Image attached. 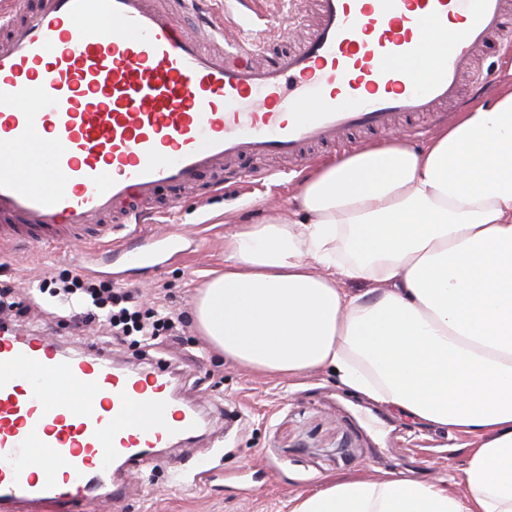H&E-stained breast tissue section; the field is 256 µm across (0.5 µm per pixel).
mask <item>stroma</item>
Here are the masks:
<instances>
[{"mask_svg":"<svg viewBox=\"0 0 512 512\" xmlns=\"http://www.w3.org/2000/svg\"><path fill=\"white\" fill-rule=\"evenodd\" d=\"M265 167L258 175L245 164L218 194L208 193L204 181L161 190L146 206L154 218L140 233L176 234L178 252L162 254L152 270L116 258L98 274L105 287L138 289L145 305L156 302L178 314L182 336L175 344L114 340L54 296L52 281L78 274L84 242L63 252L0 244V289H10L17 301L4 319L9 328L48 336L70 352H105L119 366L170 363L174 386L203 416L196 437L162 449L157 464L116 472L125 497L91 503L87 512H289L296 494L318 490L327 478L375 479L385 471L458 476L465 435L413 425L325 372L286 381L240 368L199 336L194 298L209 272L224 267L225 235L238 224L288 214L301 167L277 160Z\"/></svg>","mask_w":512,"mask_h":512,"instance_id":"1","label":"stroma"}]
</instances>
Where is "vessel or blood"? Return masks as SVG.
I'll list each match as a JSON object with an SVG mask.
<instances>
[{
  "label": "vessel or blood",
  "mask_w": 512,
  "mask_h": 512,
  "mask_svg": "<svg viewBox=\"0 0 512 512\" xmlns=\"http://www.w3.org/2000/svg\"><path fill=\"white\" fill-rule=\"evenodd\" d=\"M199 2L181 0L169 13L160 0H15L23 25L0 41L1 242L62 250L81 229L103 240L140 224L159 188L192 186L245 161H302L309 147L338 145L349 131L434 116L461 101L460 79L487 41L512 47L504 0H317L318 20L295 49L265 59L239 41L216 55L201 41L223 40L224 21L198 15ZM193 17L197 38L186 31ZM452 18L462 28L448 50ZM88 23L96 34L77 37ZM430 47L443 59L419 90L415 63ZM312 99L318 106L306 111ZM121 255L156 265L151 239ZM18 362L33 374L10 373ZM46 372L99 390V411L57 399ZM169 375L1 328L0 505L71 512L121 498L113 466L140 470L200 427ZM143 409L148 425L129 429ZM35 443L53 451L37 475L25 470Z\"/></svg>",
  "instance_id": "b4317fda"
}]
</instances>
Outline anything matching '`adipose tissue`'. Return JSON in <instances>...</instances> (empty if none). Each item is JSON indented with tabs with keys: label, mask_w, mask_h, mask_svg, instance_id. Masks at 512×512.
Here are the masks:
<instances>
[{
	"label": "adipose tissue",
	"mask_w": 512,
	"mask_h": 512,
	"mask_svg": "<svg viewBox=\"0 0 512 512\" xmlns=\"http://www.w3.org/2000/svg\"><path fill=\"white\" fill-rule=\"evenodd\" d=\"M294 201L288 219L225 236L198 330L245 368L328 369L468 442L466 495L435 478L329 479L291 512H512V82L422 148L397 137L317 165Z\"/></svg>",
	"instance_id": "1"
}]
</instances>
